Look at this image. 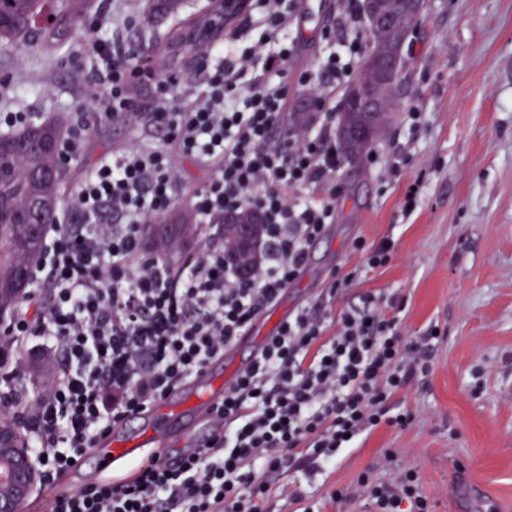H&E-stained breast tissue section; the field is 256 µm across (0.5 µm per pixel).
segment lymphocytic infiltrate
Returning <instances> with one entry per match:
<instances>
[{
  "instance_id": "lymphocytic-infiltrate-1",
  "label": "lymphocytic infiltrate",
  "mask_w": 512,
  "mask_h": 512,
  "mask_svg": "<svg viewBox=\"0 0 512 512\" xmlns=\"http://www.w3.org/2000/svg\"><path fill=\"white\" fill-rule=\"evenodd\" d=\"M346 2L335 50L298 81L317 106L311 124L293 132L282 125L297 0H258L263 33L248 48L235 35L200 47L209 72L197 93L176 91L121 41L95 40L87 82L102 118H124L138 88L155 86L152 121L165 140L101 160L78 185L34 261L31 285L46 307L22 304L0 327V353L15 356L11 377L27 372L19 351L57 359L37 393L15 394L30 418L27 443L42 484L223 354L300 275L310 243L333 223L343 160L336 90L365 48L362 15L355 0ZM184 159L216 169L197 194L198 245L187 255L171 240L147 257L142 228L174 207ZM235 208L266 217L264 246L247 276L224 258L222 218ZM401 308L394 295L367 297L341 313L331 335L322 308L297 310L213 407L206 447L173 462L155 456L123 481L57 496L53 512H267L286 471L335 465L376 427L411 422L389 401L430 369L440 333L405 342ZM356 490L372 512H429L410 471L389 483L359 478Z\"/></svg>"
}]
</instances>
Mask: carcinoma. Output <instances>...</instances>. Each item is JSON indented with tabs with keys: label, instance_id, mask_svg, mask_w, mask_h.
<instances>
[{
	"label": "carcinoma",
	"instance_id": "obj_1",
	"mask_svg": "<svg viewBox=\"0 0 512 512\" xmlns=\"http://www.w3.org/2000/svg\"><path fill=\"white\" fill-rule=\"evenodd\" d=\"M183 0H148L147 17L156 22L180 9ZM88 0H0V51L36 41L59 43L87 11ZM50 14L52 26L38 25V16ZM400 29L368 32L369 47L361 65L360 78L373 84L386 102L396 101L399 84L377 74V61L395 47ZM388 113L376 115L340 106L336 112V138L349 163H359L384 132ZM63 132L54 120H45L9 135L13 143L0 149V314L14 312L26 299L17 292L19 276L38 255L42 246L43 225L53 219V211L34 212L35 204L61 203L57 157L46 144L57 143ZM156 239L186 240L195 226L175 215Z\"/></svg>",
	"mask_w": 512,
	"mask_h": 512
}]
</instances>
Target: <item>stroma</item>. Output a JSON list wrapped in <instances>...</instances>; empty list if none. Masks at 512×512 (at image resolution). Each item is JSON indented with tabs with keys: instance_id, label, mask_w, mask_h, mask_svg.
I'll return each instance as SVG.
<instances>
[{
	"instance_id": "35a3bbf8",
	"label": "stroma",
	"mask_w": 512,
	"mask_h": 512,
	"mask_svg": "<svg viewBox=\"0 0 512 512\" xmlns=\"http://www.w3.org/2000/svg\"><path fill=\"white\" fill-rule=\"evenodd\" d=\"M147 0H92L86 20L99 34L119 39L157 62L183 91L201 88L205 74L196 57L158 63L172 33L201 8L186 0L176 16L147 23ZM321 12L298 13L294 36L299 49L290 71L315 68L331 44L344 0H323ZM77 27L65 47L40 43L0 53V113L21 110L35 121H68L73 106L86 101L92 44ZM407 65L395 112L374 145L387 155L407 145L400 175L383 178L370 159L343 165L336 177V218L309 250L300 276L279 304L260 315L246 336L224 351L212 369L215 383L248 366L273 326L305 306H319L333 277H350L334 312L361 306L366 296L403 297L401 328L406 340L438 327L433 366L392 399L410 412L403 428L377 427L330 470L288 472V487L312 495L319 512H363L359 503L332 501V490L368 474L391 482L393 471L378 467L386 452L395 469L416 474L431 512H449L460 485L473 493L461 512H498L512 503V0H427L426 11L404 47ZM153 87H141L138 107L119 121L92 123L82 154L68 161L62 185L71 201L78 184L101 159L134 143H160L149 122ZM418 107L422 124L409 132L403 120ZM414 208L405 210L410 186ZM392 239L395 252L382 267L368 266L357 241ZM99 448H91L78 469L53 485L35 489L24 512H42L47 495L72 491L102 479Z\"/></svg>"
}]
</instances>
